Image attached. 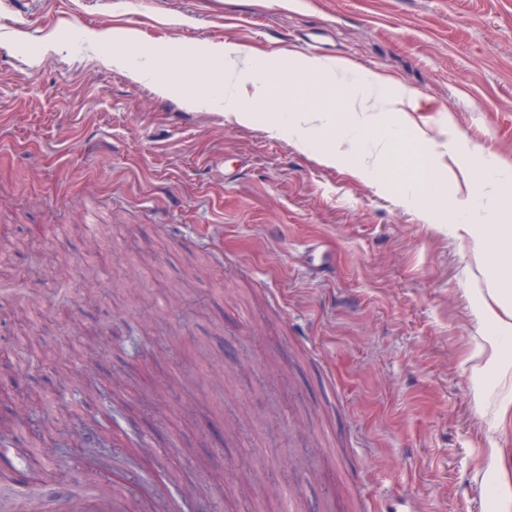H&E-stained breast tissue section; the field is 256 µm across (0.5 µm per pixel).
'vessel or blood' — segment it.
<instances>
[{"label": "vessel or blood", "instance_id": "b4317fda", "mask_svg": "<svg viewBox=\"0 0 512 512\" xmlns=\"http://www.w3.org/2000/svg\"><path fill=\"white\" fill-rule=\"evenodd\" d=\"M128 498L127 486L119 482L63 490L48 485L32 497L0 494V512H126Z\"/></svg>", "mask_w": 512, "mask_h": 512}]
</instances>
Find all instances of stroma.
<instances>
[{
  "instance_id": "35a3bbf8",
  "label": "stroma",
  "mask_w": 512,
  "mask_h": 512,
  "mask_svg": "<svg viewBox=\"0 0 512 512\" xmlns=\"http://www.w3.org/2000/svg\"><path fill=\"white\" fill-rule=\"evenodd\" d=\"M225 42L379 75L436 144L449 123L512 162V0H0V225L67 260L60 280L25 250L0 263V296L36 305L24 328L0 313L5 340L29 339L0 393L44 414L60 366L101 343L72 419L113 447L69 442L56 473L53 425L0 472L25 490L131 479L133 512L158 493L167 512H488L472 451H512V427L486 428L461 364L475 268L452 204L422 219L400 177L321 165L317 142L225 111L223 82L190 97L157 62Z\"/></svg>"
}]
</instances>
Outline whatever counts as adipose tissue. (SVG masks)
I'll return each mask as SVG.
<instances>
[{"label": "adipose tissue", "instance_id": "obj_1", "mask_svg": "<svg viewBox=\"0 0 512 512\" xmlns=\"http://www.w3.org/2000/svg\"><path fill=\"white\" fill-rule=\"evenodd\" d=\"M335 72V65L320 60L284 68L254 59L229 84L228 106L245 123L263 117L265 129L271 132L282 130L285 112L302 120L312 116L326 122L323 111L313 109L312 104ZM340 102L341 118L327 122L330 133L318 150L322 164L335 166L345 158L344 147L353 144L355 130L402 124L404 97H385L381 79L362 78L342 91ZM381 143L385 155L398 157L396 169L425 217L440 205L437 188L451 181L453 166L467 162L461 150L417 155L400 152L394 138H382ZM455 199L452 234L475 259L484 282L472 291L470 314L483 334L467 363L486 427L497 431L512 425V231L506 233L501 225L482 222L476 209L486 202L512 216V171L485 158L465 186L457 188ZM474 475L493 480L492 512H512V456L501 448L477 449Z\"/></svg>", "mask_w": 512, "mask_h": 512}]
</instances>
